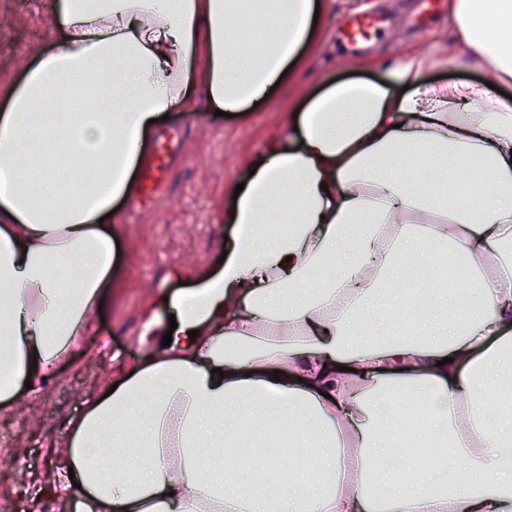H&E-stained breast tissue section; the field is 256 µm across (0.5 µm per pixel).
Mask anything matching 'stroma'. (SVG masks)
<instances>
[{"label": "stroma", "instance_id": "1", "mask_svg": "<svg viewBox=\"0 0 512 512\" xmlns=\"http://www.w3.org/2000/svg\"><path fill=\"white\" fill-rule=\"evenodd\" d=\"M311 42L300 60L266 99L232 116L203 114L190 106L160 121L157 136L178 145L167 177L152 200L141 195L122 201L123 220L113 236L120 251L112 274V302L93 317L82 354L59 362L35 392L0 410V501L21 512H60L40 491L45 477L56 476L65 455L64 434L85 408L120 371L151 358L148 322L165 323L169 313L149 309L158 292L181 285L217 264L231 225L224 211L232 190L247 174L250 160L267 136L299 114L307 102L333 84L347 81L383 83L394 56L412 50L447 56L453 19L440 11L424 31L410 15L413 0H323ZM50 0H0V79L21 78L22 64L57 42L51 29ZM374 7L390 12L395 25L364 56L376 67L363 69L338 39L349 17Z\"/></svg>", "mask_w": 512, "mask_h": 512}]
</instances>
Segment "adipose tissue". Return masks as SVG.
<instances>
[{
  "label": "adipose tissue",
  "instance_id": "obj_1",
  "mask_svg": "<svg viewBox=\"0 0 512 512\" xmlns=\"http://www.w3.org/2000/svg\"><path fill=\"white\" fill-rule=\"evenodd\" d=\"M314 0H51L64 37L0 81V408L79 351L109 301L113 227L132 197L152 120L204 98H262L309 43ZM453 43L481 85L433 86L404 52L388 84L335 85L297 128L270 136L224 219L223 263L156 296L152 358L94 397L67 431L60 495L76 512H512V0H448ZM264 46L231 33L248 29ZM111 108L100 109V99ZM481 210L449 207L460 172ZM451 248L465 283L448 306L410 257ZM411 305L419 335L390 324ZM197 338H190V331ZM170 346H163L164 334ZM225 377L214 381L211 371ZM427 397L424 428L449 449L431 478L393 453ZM285 426L307 459L292 488L246 451Z\"/></svg>",
  "mask_w": 512,
  "mask_h": 512
}]
</instances>
